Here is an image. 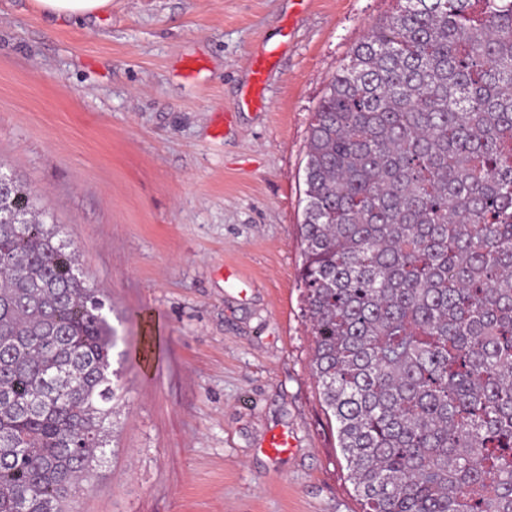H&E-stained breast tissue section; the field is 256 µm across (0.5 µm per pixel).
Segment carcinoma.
<instances>
[{"instance_id": "1", "label": "carcinoma", "mask_w": 512, "mask_h": 512, "mask_svg": "<svg viewBox=\"0 0 512 512\" xmlns=\"http://www.w3.org/2000/svg\"><path fill=\"white\" fill-rule=\"evenodd\" d=\"M310 127L301 282L362 512H512V0H397ZM40 195L0 192V512H66L126 390Z\"/></svg>"}]
</instances>
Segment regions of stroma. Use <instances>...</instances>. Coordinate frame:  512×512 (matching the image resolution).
Masks as SVG:
<instances>
[{
	"label": "stroma",
	"instance_id": "obj_1",
	"mask_svg": "<svg viewBox=\"0 0 512 512\" xmlns=\"http://www.w3.org/2000/svg\"><path fill=\"white\" fill-rule=\"evenodd\" d=\"M396 7L112 0L75 21L0 0V169L43 194L128 353L67 512H362L302 310L305 163L329 78Z\"/></svg>",
	"mask_w": 512,
	"mask_h": 512
}]
</instances>
